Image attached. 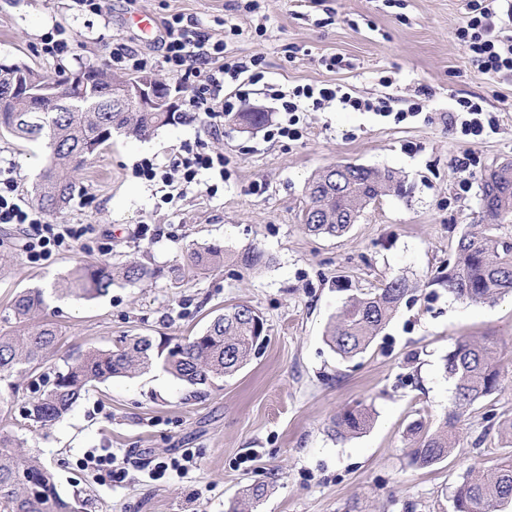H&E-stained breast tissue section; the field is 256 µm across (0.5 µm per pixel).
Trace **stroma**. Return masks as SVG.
I'll list each match as a JSON object with an SVG mask.
<instances>
[{"instance_id": "obj_1", "label": "stroma", "mask_w": 512, "mask_h": 512, "mask_svg": "<svg viewBox=\"0 0 512 512\" xmlns=\"http://www.w3.org/2000/svg\"><path fill=\"white\" fill-rule=\"evenodd\" d=\"M104 0L100 14L72 10L69 0H0V59L57 76L108 67L124 46L146 55L152 72L174 87L163 62L165 23L181 14L213 36L228 55L261 57L264 84L243 112L276 114L265 84L283 89L325 85L361 98L387 97L394 109L422 104L403 122L374 112L304 104L299 140L269 138L224 119L160 128L148 149L113 134L83 168L69 206L53 221L85 227L73 246L52 248L32 264L22 231L0 224V332L17 291L63 282L83 261L138 259L161 277L116 284L95 300L53 301L44 316L61 336L42 368H64L75 349L111 348L122 336H191L235 304L257 308L267 326L258 354L204 394L161 368L113 378L82 396L47 430L27 432L62 493L80 512H228L248 486L266 484L250 512H453L466 472L492 468L502 455L499 429L512 419V296L492 302L457 299L440 278L456 243L480 221V183L512 160V75L476 72L454 37L468 0ZM152 19L144 35L138 19ZM235 24L238 35L224 33ZM63 29L68 55L41 51L48 31ZM343 58L329 68L331 57ZM480 98L498 124L481 137L462 136L448 111L456 98ZM224 156L223 174L204 172L184 194L164 202L162 182L135 172L154 159L167 170L184 146ZM47 163L43 143L0 130V180L24 197ZM351 163L393 171L403 189L369 204L345 234L315 237L301 226L306 187L320 168ZM154 235L141 239L142 225ZM218 241L231 253L255 247L267 265L225 261L176 282L190 247ZM407 279L411 290L395 317L362 354L344 359L326 332L349 297ZM497 337L505 346L503 388L455 425L457 445L428 468L409 465L410 424L433 425L449 411L453 382L443 358L457 340ZM362 404L373 413L363 433L335 438L331 419ZM107 448L127 458L125 484L112 487L80 466L84 453ZM193 448L187 478L150 480L153 464Z\"/></svg>"}]
</instances>
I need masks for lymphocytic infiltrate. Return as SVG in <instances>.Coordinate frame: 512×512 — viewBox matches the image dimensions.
<instances>
[{"label": "lymphocytic infiltrate", "mask_w": 512, "mask_h": 512, "mask_svg": "<svg viewBox=\"0 0 512 512\" xmlns=\"http://www.w3.org/2000/svg\"><path fill=\"white\" fill-rule=\"evenodd\" d=\"M512 16V5L503 6L502 0H469L467 16L455 31V37L464 48L478 71L485 75L501 72L512 73V37L498 33L505 17ZM164 62L168 69L180 76L187 84L189 94L185 109L203 115L210 122H217L225 113L234 111L239 103L249 98L251 88L260 83L264 74L260 58L248 60L225 58L223 40L200 30L196 22L177 15L166 23ZM234 85L235 93L225 96V85ZM281 110L285 114L282 123L273 130L275 136L291 140L300 139L299 113L302 101H310L313 107H321L331 101H339L355 111H377L381 116L407 117L404 111L338 93L331 88L311 85L297 86L288 92H277ZM0 224H18L24 228L23 250L29 262L36 263L46 257L51 248L68 247L78 241L82 228L71 224H51L41 212L21 198L14 181H7L0 190Z\"/></svg>", "instance_id": "1"}]
</instances>
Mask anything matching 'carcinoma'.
Segmentation results:
<instances>
[{"instance_id":"obj_1","label":"carcinoma","mask_w":512,"mask_h":512,"mask_svg":"<svg viewBox=\"0 0 512 512\" xmlns=\"http://www.w3.org/2000/svg\"><path fill=\"white\" fill-rule=\"evenodd\" d=\"M94 87L117 96L130 77L108 69L85 70ZM71 112H26L13 101L0 100V127L52 147L48 164L35 186V202L49 216H56L74 197L70 173L87 162L112 139V131L146 139L171 123L196 119L191 112H139L125 103V111L112 104H97L84 87L65 89ZM233 121L245 129H258L269 121L267 112H239ZM399 188L391 171L338 164L324 168L308 182V203L302 224L311 235L341 236L356 223L363 209L378 197ZM482 223L463 233L448 269V288L457 298L481 302L512 293V161L491 170L482 180ZM226 249L219 243L196 246L188 252L187 271L195 273L224 263ZM247 268L267 263L263 251L250 248L237 256ZM162 275L158 268L130 259L118 264L87 262L75 266L63 288L21 291L12 304L15 329L0 333V381L13 377H38V395L25 407L24 422L17 429L0 430V512H79L76 499L62 496L53 472L40 460V452L25 446L22 430L48 429L58 422L82 393L112 377L132 376L158 366L201 393L216 381L234 375L250 360L266 337L260 313L241 304L213 317L194 336L165 338L122 336L107 350L74 352L65 368L51 375H35L44 357L58 342L60 330L38 316L55 296L93 299L108 293L116 282L134 286ZM409 292L404 279H396L376 292L350 298L330 326L326 340L342 358L365 352L396 314ZM497 339L458 340L444 357V371L454 383L452 410L436 429L421 421L409 426L413 444L410 465L431 467L448 457L456 445L452 427L472 407L499 391L502 385ZM372 415L358 404L337 414L330 423L332 435H357L369 427ZM512 502V454L500 457L491 471L472 469L453 492L454 512H498Z\"/></svg>"}]
</instances>
